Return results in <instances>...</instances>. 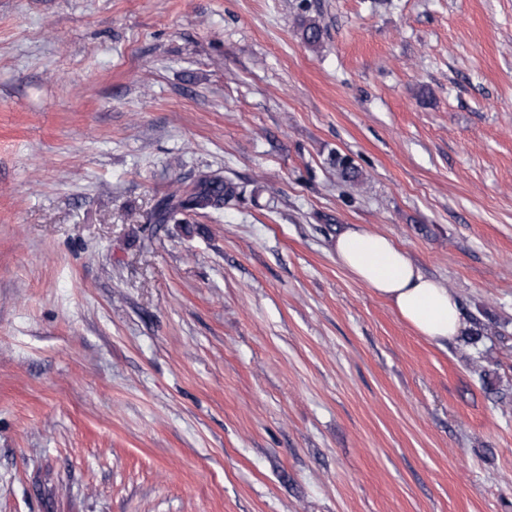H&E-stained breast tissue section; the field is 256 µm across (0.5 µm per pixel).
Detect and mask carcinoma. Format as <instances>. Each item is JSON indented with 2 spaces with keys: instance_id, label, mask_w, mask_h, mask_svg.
Segmentation results:
<instances>
[{
  "instance_id": "obj_1",
  "label": "carcinoma",
  "mask_w": 512,
  "mask_h": 512,
  "mask_svg": "<svg viewBox=\"0 0 512 512\" xmlns=\"http://www.w3.org/2000/svg\"><path fill=\"white\" fill-rule=\"evenodd\" d=\"M337 175L345 182L357 184L361 181V171L347 158L337 155L331 159ZM244 187L219 173L203 175L188 192L172 193L164 197L156 206L153 223H187V217L201 211H218L241 199Z\"/></svg>"
}]
</instances>
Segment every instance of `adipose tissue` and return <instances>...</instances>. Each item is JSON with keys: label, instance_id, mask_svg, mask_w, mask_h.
<instances>
[{"label": "adipose tissue", "instance_id": "adipose-tissue-1", "mask_svg": "<svg viewBox=\"0 0 512 512\" xmlns=\"http://www.w3.org/2000/svg\"><path fill=\"white\" fill-rule=\"evenodd\" d=\"M339 264L391 305L414 331L433 342L459 336V303L441 282L426 277L385 235L358 225L340 231L333 244Z\"/></svg>", "mask_w": 512, "mask_h": 512}]
</instances>
